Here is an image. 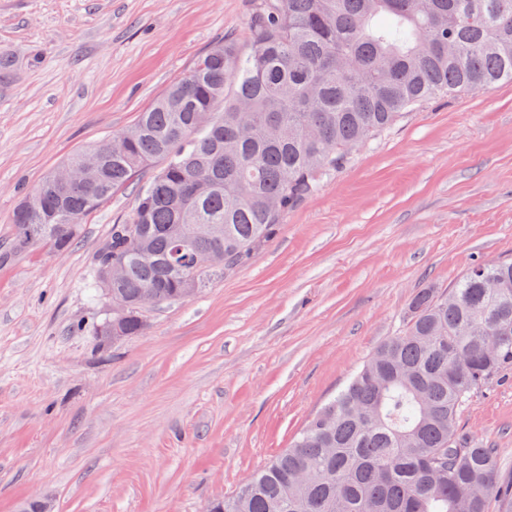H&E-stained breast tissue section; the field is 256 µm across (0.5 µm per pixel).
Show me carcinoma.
<instances>
[{
	"instance_id": "carcinoma-1",
	"label": "carcinoma",
	"mask_w": 512,
	"mask_h": 512,
	"mask_svg": "<svg viewBox=\"0 0 512 512\" xmlns=\"http://www.w3.org/2000/svg\"><path fill=\"white\" fill-rule=\"evenodd\" d=\"M250 52L210 48L130 130L47 175L12 215L18 241L65 251L84 219L156 160L126 219L97 250L92 288L144 328L141 292L166 304L228 274L350 155L438 96L512 82V0H260ZM210 257L201 269L197 260ZM123 268L119 280L112 266ZM512 367V262L473 265L445 293L425 288L385 340L239 490L213 512H512L496 452L457 421L480 385Z\"/></svg>"
}]
</instances>
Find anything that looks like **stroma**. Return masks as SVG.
Instances as JSON below:
<instances>
[{
	"label": "stroma",
	"mask_w": 512,
	"mask_h": 512,
	"mask_svg": "<svg viewBox=\"0 0 512 512\" xmlns=\"http://www.w3.org/2000/svg\"><path fill=\"white\" fill-rule=\"evenodd\" d=\"M258 0H0V512H205L233 495L406 323L411 298L512 259V83L441 97L355 150L236 270L108 340L92 257L141 169L65 252L27 247L23 193L131 129ZM461 433L512 479V369Z\"/></svg>",
	"instance_id": "35a3bbf8"
}]
</instances>
